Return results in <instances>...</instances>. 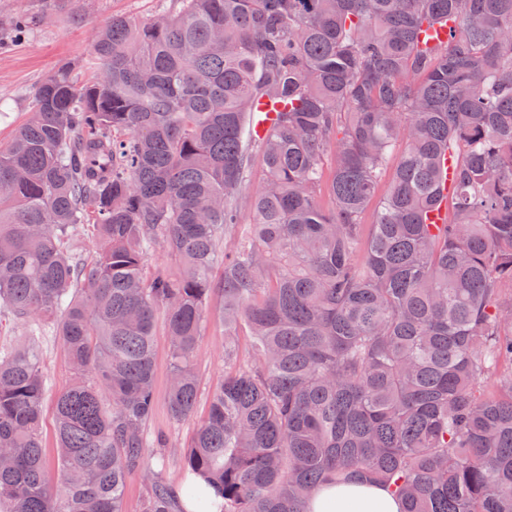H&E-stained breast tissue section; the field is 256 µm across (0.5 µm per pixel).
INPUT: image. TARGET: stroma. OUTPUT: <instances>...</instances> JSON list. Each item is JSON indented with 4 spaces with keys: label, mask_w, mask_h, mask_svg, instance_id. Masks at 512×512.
I'll return each mask as SVG.
<instances>
[{
    "label": "stroma",
    "mask_w": 512,
    "mask_h": 512,
    "mask_svg": "<svg viewBox=\"0 0 512 512\" xmlns=\"http://www.w3.org/2000/svg\"><path fill=\"white\" fill-rule=\"evenodd\" d=\"M171 0H70L66 10L51 11L44 0H0V21L25 14L32 26L28 36L0 46V143L7 142L13 128L26 120L32 96L54 67L63 60H82L90 52L94 31L112 17L148 20L169 6ZM222 300L213 294L206 313L204 333L196 362L203 390L224 378V330L219 323ZM155 347V407L149 431L167 438L164 447H150V460L165 459L171 484H180V460L194 427L193 421L175 422L168 408L170 386L169 340L164 323H157Z\"/></svg>",
    "instance_id": "35a3bbf8"
}]
</instances>
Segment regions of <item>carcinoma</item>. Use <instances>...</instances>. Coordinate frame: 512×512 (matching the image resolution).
I'll return each instance as SVG.
<instances>
[{"instance_id": "carcinoma-1", "label": "carcinoma", "mask_w": 512, "mask_h": 512, "mask_svg": "<svg viewBox=\"0 0 512 512\" xmlns=\"http://www.w3.org/2000/svg\"><path fill=\"white\" fill-rule=\"evenodd\" d=\"M175 3L112 18L87 79L59 63L0 146V323L26 335L0 344V512H124L135 471L142 512H184L179 488L210 512L145 450L157 315L182 422L216 290L224 380L182 467L218 512H308L349 480L403 512H512V0ZM448 21V42L421 43ZM260 99L285 108L256 138ZM158 247L179 274H145ZM47 336L74 374L54 492Z\"/></svg>"}]
</instances>
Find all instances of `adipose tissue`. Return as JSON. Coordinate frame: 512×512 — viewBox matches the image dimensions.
Returning a JSON list of instances; mask_svg holds the SVG:
<instances>
[{
    "label": "adipose tissue",
    "instance_id": "adipose-tissue-1",
    "mask_svg": "<svg viewBox=\"0 0 512 512\" xmlns=\"http://www.w3.org/2000/svg\"><path fill=\"white\" fill-rule=\"evenodd\" d=\"M339 502L356 505V512H401L400 502L386 489L375 484L330 483L315 490L310 512H329Z\"/></svg>",
    "mask_w": 512,
    "mask_h": 512
}]
</instances>
